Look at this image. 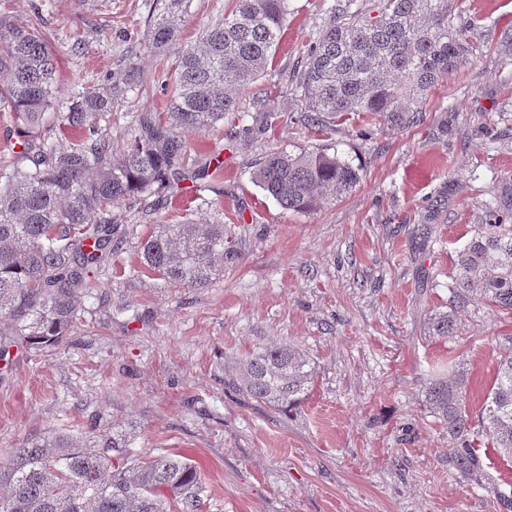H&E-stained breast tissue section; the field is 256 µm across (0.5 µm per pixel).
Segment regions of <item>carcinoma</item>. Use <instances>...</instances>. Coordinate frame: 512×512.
Masks as SVG:
<instances>
[{"label":"carcinoma","instance_id":"cac0c4a2","mask_svg":"<svg viewBox=\"0 0 512 512\" xmlns=\"http://www.w3.org/2000/svg\"><path fill=\"white\" fill-rule=\"evenodd\" d=\"M185 0L150 5L149 52L178 45L154 81L166 91L169 120L135 115L125 147L112 149V112L144 84L135 64L102 80L80 77L59 96L56 36L44 29V3L24 17L0 13V106L13 113L18 148L0 162V360L18 341L32 348L60 344L80 320V290L93 267L112 258L126 235L113 216L118 203L142 212L154 196L185 180L218 177L220 167H186L183 131L205 133L231 112L275 54L290 0H235L224 18L195 40L177 43L172 9ZM310 46L295 95L304 123L330 129L352 115L378 125L409 127L424 120L423 99L469 53L474 25L455 23L451 0H345ZM59 133L68 139L54 141ZM259 188L284 209L305 213L360 181V170L328 145L265 157ZM488 222L458 251L448 310L429 319V336L457 332L458 309L480 303L512 315V188L487 208ZM144 269L188 288L207 286L224 269V224H158L140 242ZM315 368L299 348H264L240 360L235 386L276 409L297 405ZM466 377L435 378L425 407L448 430L450 457L461 471L480 468L476 437L512 460V352L495 376L472 431ZM122 431L85 446L49 435L0 454V512H199L206 486L193 461L178 454L136 459Z\"/></svg>","mask_w":512,"mask_h":512}]
</instances>
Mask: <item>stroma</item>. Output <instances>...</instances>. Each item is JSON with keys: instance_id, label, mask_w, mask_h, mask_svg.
<instances>
[{"instance_id": "1", "label": "stroma", "mask_w": 512, "mask_h": 512, "mask_svg": "<svg viewBox=\"0 0 512 512\" xmlns=\"http://www.w3.org/2000/svg\"><path fill=\"white\" fill-rule=\"evenodd\" d=\"M151 2L112 0L107 14L51 0L47 29L67 46L76 34L87 41L83 54L58 57L61 88L130 59L152 75L161 56L144 49ZM334 2L291 0L276 53L242 97L266 99L279 124L260 129L250 114L186 133L197 164L219 154L212 207L187 187L150 215L115 205L126 237L89 276L79 329L56 347L19 345L0 363V451L49 431L88 442L123 425L135 457L195 462L208 487L201 512H512V462L490 453L475 474L458 472L447 430L423 404L428 378L462 368L477 412L512 334V318L483 304L464 309L454 337L427 329L448 308L455 249L512 182V0H454L461 18L478 20V49L428 95L423 122L321 131L294 123L304 105L292 86ZM231 6L189 0L176 15L181 41ZM165 109L157 85L131 92L112 112L114 151L133 115ZM328 144L360 170L351 191L296 213L255 184L271 152ZM187 220L223 222L236 252L203 288L171 285L140 263L149 225ZM284 344L305 350L316 372L289 412L232 385L239 359Z\"/></svg>"}]
</instances>
